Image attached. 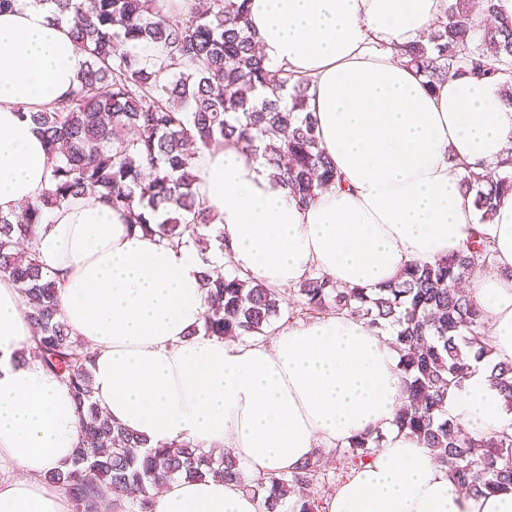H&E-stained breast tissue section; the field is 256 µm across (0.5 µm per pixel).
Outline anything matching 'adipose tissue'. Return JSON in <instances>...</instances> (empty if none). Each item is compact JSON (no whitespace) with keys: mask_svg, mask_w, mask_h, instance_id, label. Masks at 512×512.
Returning a JSON list of instances; mask_svg holds the SVG:
<instances>
[{"mask_svg":"<svg viewBox=\"0 0 512 512\" xmlns=\"http://www.w3.org/2000/svg\"><path fill=\"white\" fill-rule=\"evenodd\" d=\"M448 0H249L267 65L307 81L319 147L339 184L299 206L259 157L235 139L203 148L197 191L224 232V249L171 246L131 228L98 194L53 210L37 230V258L59 274L62 320L93 354V400L157 446L221 447L245 480H272L318 444L345 447L384 435L373 458L337 487L327 512H512V492L458 491L428 448L399 433L404 374L387 335L350 315L281 328L268 340L206 335L203 275L225 264L269 288L317 272L368 291L410 264L432 265L473 232L493 261L466 287L484 315L497 362L512 363V195L480 223L460 183L512 149V107L496 80L451 77L429 85L398 49L420 38ZM86 57L49 7L16 0L0 12V215L48 185L43 140L22 108L66 96ZM26 304L0 279V512H71L45 480L70 464L79 415L70 388L37 358ZM478 364L447 410L472 437L512 433V413ZM152 512H261L258 498L219 478H178L153 492Z\"/></svg>","mask_w":512,"mask_h":512,"instance_id":"1","label":"adipose tissue"}]
</instances>
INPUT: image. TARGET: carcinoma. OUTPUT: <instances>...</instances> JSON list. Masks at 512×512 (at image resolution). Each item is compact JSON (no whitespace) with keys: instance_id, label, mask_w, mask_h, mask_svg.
<instances>
[{"instance_id":"carcinoma-1","label":"carcinoma","mask_w":512,"mask_h":512,"mask_svg":"<svg viewBox=\"0 0 512 512\" xmlns=\"http://www.w3.org/2000/svg\"><path fill=\"white\" fill-rule=\"evenodd\" d=\"M247 0H209L197 10L167 15L156 0H34L54 19L74 18L71 43L86 56L79 85L36 111L31 122L52 160L49 188L20 213L0 216V277L11 280L26 302L43 368L65 381L77 401L80 437L70 465L47 475L75 512H151L149 489L169 477H220L260 498L262 512H326L329 492L364 466L380 437L354 438L317 454L265 483L243 480L239 461L224 449L202 451L186 440L152 447L112 422L93 402L92 355L71 336L57 302L58 275L35 258L36 229L54 209L97 191L129 223L158 231L173 246L211 223L196 183L199 149L234 138L260 155L298 202L339 182L319 148L317 119L307 110V86L284 69L272 70L258 55ZM406 63L429 84L450 75L500 78V97L512 106V18L497 0H449L444 19L400 49ZM465 190L490 218L512 193V159L481 173L467 172ZM164 220L154 223L157 215ZM493 258L479 233L434 265H411L391 283L367 293L311 275L297 289L307 315H355L373 330L392 331L400 353L407 404L396 417L402 431L429 448L469 497L512 490V436L477 442L462 436L445 409L449 393L463 386L471 364L490 367L489 382L512 411V364L490 360L482 334V310L460 284ZM207 309L203 330L211 336H270L281 317L282 293L238 273L201 278Z\"/></svg>"}]
</instances>
